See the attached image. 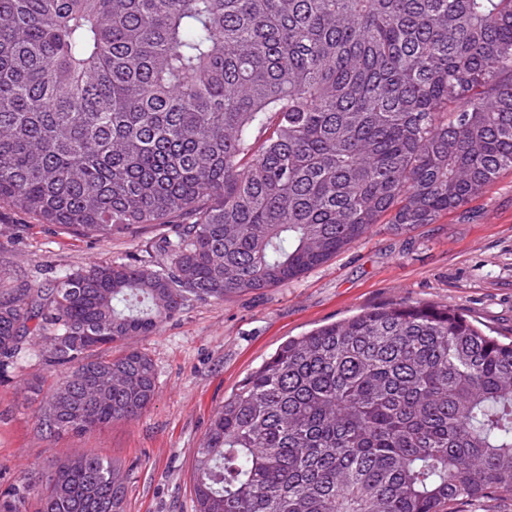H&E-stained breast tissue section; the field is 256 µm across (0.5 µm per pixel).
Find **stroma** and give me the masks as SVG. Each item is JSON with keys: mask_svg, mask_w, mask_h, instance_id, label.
<instances>
[{"mask_svg": "<svg viewBox=\"0 0 512 512\" xmlns=\"http://www.w3.org/2000/svg\"><path fill=\"white\" fill-rule=\"evenodd\" d=\"M162 233L136 225L99 242L0 205V284L46 285L95 263L140 260ZM403 299L461 312L484 331L512 337V171L435 223L374 225L288 286L188 302L156 333L133 340L157 373L154 400L136 419L49 436L39 416L54 376L40 339L28 338L0 374V491L19 490L34 512L30 478L85 452L127 472V512H191L195 450L238 381L290 337Z\"/></svg>", "mask_w": 512, "mask_h": 512, "instance_id": "35a3bbf8", "label": "stroma"}]
</instances>
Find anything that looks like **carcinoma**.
I'll list each match as a JSON object with an SVG mask.
<instances>
[{"label": "carcinoma", "mask_w": 512, "mask_h": 512, "mask_svg": "<svg viewBox=\"0 0 512 512\" xmlns=\"http://www.w3.org/2000/svg\"><path fill=\"white\" fill-rule=\"evenodd\" d=\"M505 171L512 0H0V204L96 241L167 229L158 261L1 288L0 369L42 336L46 433L133 420L153 361L101 352ZM192 482V512H481L512 495V340L409 300L290 338L224 399ZM33 485L38 512H125L96 455Z\"/></svg>", "instance_id": "cac0c4a2"}]
</instances>
